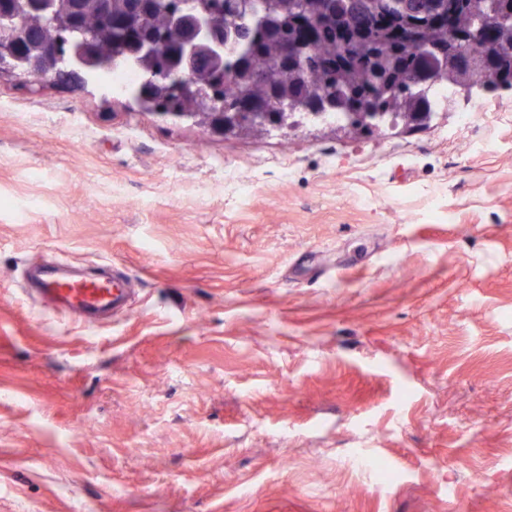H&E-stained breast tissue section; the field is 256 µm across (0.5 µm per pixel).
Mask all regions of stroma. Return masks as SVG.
I'll return each instance as SVG.
<instances>
[{"label": "stroma", "instance_id": "35a3bbf8", "mask_svg": "<svg viewBox=\"0 0 512 512\" xmlns=\"http://www.w3.org/2000/svg\"><path fill=\"white\" fill-rule=\"evenodd\" d=\"M480 106L223 137L1 77L0 512H512V91ZM53 252L128 311L29 295Z\"/></svg>", "mask_w": 512, "mask_h": 512}]
</instances>
